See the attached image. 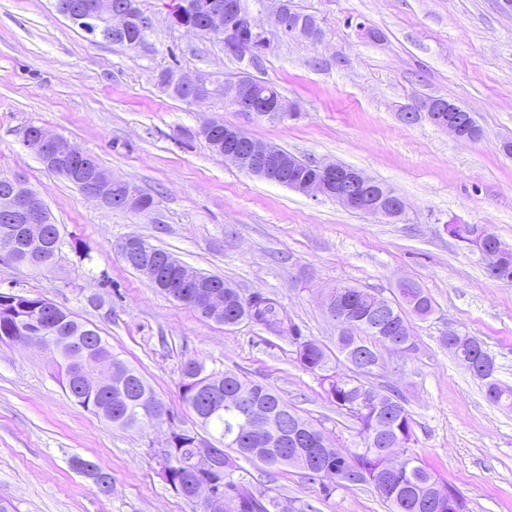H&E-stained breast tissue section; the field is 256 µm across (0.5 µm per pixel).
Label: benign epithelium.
Returning a JSON list of instances; mask_svg holds the SVG:
<instances>
[{
	"mask_svg": "<svg viewBox=\"0 0 512 512\" xmlns=\"http://www.w3.org/2000/svg\"><path fill=\"white\" fill-rule=\"evenodd\" d=\"M274 2V27L278 34L291 40H322L323 31L316 19L289 9L288 0ZM70 18L84 25L88 34L110 40L126 32L129 15L114 9L112 0H93L91 12L73 13ZM242 28L267 39V31L255 22L246 0H208L206 26L197 28V31L222 42L225 52L239 56L242 48L238 32ZM179 81L183 83V87L193 91L189 101L197 102L208 97L209 89L205 81L185 77L179 78ZM224 102L255 120L268 122H285L293 118V112L297 110L296 103L285 98L271 102L262 100L254 92L253 82L248 79L227 84L224 89ZM462 111L464 112V108L449 103L444 98H430L403 114V119L411 124L426 120L459 139L473 140L478 136L477 127H472L468 133L461 128V119L472 122L473 114L465 112V116L461 118L458 113ZM201 135L214 152L237 164L247 173L272 183H280V177L288 172L294 161L292 155L267 142L249 137L238 126L227 125L221 121H213L204 126ZM23 138L38 152L48 168L56 167L64 159L68 160L66 176L79 185L85 197L108 208L114 207L118 202L126 206L133 204V195L129 194L124 198L116 195V189L126 188L127 182L111 177L91 154L75 148L68 140L36 125L27 126ZM311 166L315 175L295 186L300 193L311 198L322 196L333 199L347 209L389 221L403 216L405 204L401 197L362 170L336 162L316 160L311 161ZM0 187L4 191L0 206L3 207L5 218L17 222L13 228L0 233V250L6 252L8 259L30 270L47 271L53 268L59 261L64 235L58 229L52 242L44 243V219L47 210L44 199L18 175H1ZM462 233L471 241L478 242L474 246V252L486 262L491 274H499L506 262L512 258V249L491 239L488 229L478 225L466 226ZM118 251L124 260L133 255L137 257V271L153 287L159 290L171 287L155 271L150 244L129 236L118 245ZM22 253L25 254L23 259L19 258ZM194 304L206 319L217 321L224 314V297L220 293L199 295L194 298ZM13 339L48 356L57 351L56 331L50 326L41 325L39 330L33 331L22 324L17 327ZM67 360L78 367V382L95 389H104L112 383L111 366L104 361L90 358L82 342L74 339L69 341ZM232 401L244 410L251 435L263 438L269 433L271 419L267 411L253 404L240 391L232 395ZM190 498L202 504L204 512L224 510L222 490L208 480L196 483Z\"/></svg>",
	"mask_w": 512,
	"mask_h": 512,
	"instance_id": "7a95c632",
	"label": "benign epithelium"
}]
</instances>
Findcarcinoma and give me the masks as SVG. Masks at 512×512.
<instances>
[{
	"label": "carcinoma",
	"mask_w": 512,
	"mask_h": 512,
	"mask_svg": "<svg viewBox=\"0 0 512 512\" xmlns=\"http://www.w3.org/2000/svg\"><path fill=\"white\" fill-rule=\"evenodd\" d=\"M158 84L174 96L184 100L186 91L180 88L175 70L169 68L159 74ZM207 279L224 294V319H234L245 313L238 291L227 286L224 278L209 275ZM349 307L348 316L360 321L358 335L347 334L343 329L336 336V350L313 340L296 343L295 360L301 368L315 375L326 399L336 410L353 419L358 426L357 437L368 440L380 418L386 414L393 420L392 435H402V445L411 447L414 442L413 418L401 402L387 397L364 408L355 407L361 393L371 391L366 382L337 371L339 357H347L355 346L365 348L374 357L377 346L385 344L388 336H406L410 332L407 315L422 320L434 312V303L429 294L419 285L398 289V297L390 301V312L382 322L370 319V304L382 297L379 292L354 286H339ZM45 299L27 294L19 295V301L7 295L0 299V342L11 341L13 330L21 322H31L42 312ZM248 306L254 310L255 323L273 335L290 328L295 335L300 330L287 313L271 298L260 292L248 297ZM52 324L60 336H96L93 355L112 357L114 382L100 392L85 389L70 378V367L58 358L50 363L49 374L79 406L90 409L92 401L108 405L105 422L122 430H137L143 425L144 408L147 403H162L144 377L120 359L112 346L99 331L79 320L61 307L51 314ZM482 343L474 336L459 338L456 361L469 369L489 363L487 353L481 351ZM480 378L484 380L486 398L493 404L512 408V387L502 385L495 377V368H490ZM237 391L248 392L274 417L276 426L266 438L257 440L244 428L241 415L230 408L209 409L210 401ZM180 396L184 405L195 415L197 427L174 432L177 446L166 458L168 480L175 487L187 491L198 476L223 487L224 499L234 504L226 512H286L278 495L270 489L256 487L257 478L248 466L261 465L271 470L290 467L301 471L311 482H319L323 498H331L339 488L370 484L390 507V512H435L434 503L440 490L454 491V487L439 481L413 453L406 455V469L392 474L383 469V460L378 454L364 452L357 447L343 454L334 444L324 438V432L305 418L267 385L233 372L207 371L205 364L196 357L182 363ZM210 435L224 449L222 466L213 468L205 462L194 469L186 466L196 447L194 437L201 433ZM319 444L321 453L315 459L301 456V449L312 443ZM72 468L91 480L96 489L104 494L112 474L98 465L79 456L71 458ZM325 474H317L319 470Z\"/></svg>",
	"instance_id": "cac0c4a2"
}]
</instances>
